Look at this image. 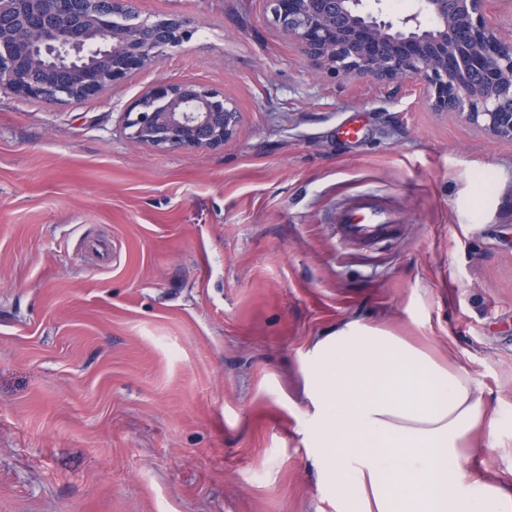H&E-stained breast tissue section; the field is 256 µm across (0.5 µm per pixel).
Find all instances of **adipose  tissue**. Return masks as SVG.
<instances>
[{
	"label": "adipose tissue",
	"instance_id": "1",
	"mask_svg": "<svg viewBox=\"0 0 512 512\" xmlns=\"http://www.w3.org/2000/svg\"><path fill=\"white\" fill-rule=\"evenodd\" d=\"M302 360L308 438L339 512H512V485L477 465L493 419L461 367L356 317Z\"/></svg>",
	"mask_w": 512,
	"mask_h": 512
}]
</instances>
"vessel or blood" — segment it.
I'll list each match as a JSON object with an SVG mask.
<instances>
[{
    "mask_svg": "<svg viewBox=\"0 0 512 512\" xmlns=\"http://www.w3.org/2000/svg\"><path fill=\"white\" fill-rule=\"evenodd\" d=\"M336 225L340 237L353 244L390 237L397 229L378 201L368 194L355 197L338 215Z\"/></svg>",
    "mask_w": 512,
    "mask_h": 512,
    "instance_id": "obj_1",
    "label": "vessel or blood"
}]
</instances>
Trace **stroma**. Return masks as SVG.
<instances>
[{
  "mask_svg": "<svg viewBox=\"0 0 512 512\" xmlns=\"http://www.w3.org/2000/svg\"><path fill=\"white\" fill-rule=\"evenodd\" d=\"M133 3L192 37L91 100L0 89V512H337L300 354L348 317L467 370L511 483L512 140L418 80L320 73L266 0ZM162 79L223 93L239 134L136 142ZM362 193L393 238L337 234Z\"/></svg>",
  "mask_w": 512,
  "mask_h": 512,
  "instance_id": "stroma-1",
  "label": "stroma"
}]
</instances>
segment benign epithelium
<instances>
[{
    "mask_svg": "<svg viewBox=\"0 0 512 512\" xmlns=\"http://www.w3.org/2000/svg\"><path fill=\"white\" fill-rule=\"evenodd\" d=\"M266 2L318 70L418 78L435 111L512 139V38L490 26L486 0H418L395 20L384 0ZM191 36L183 21L140 18L132 0H0V88L22 99L88 100ZM91 53L94 64H75ZM128 114L132 137L164 150H217L239 130L236 106L191 82H157Z\"/></svg>",
    "mask_w": 512,
    "mask_h": 512,
    "instance_id": "obj_1",
    "label": "benign epithelium"
}]
</instances>
